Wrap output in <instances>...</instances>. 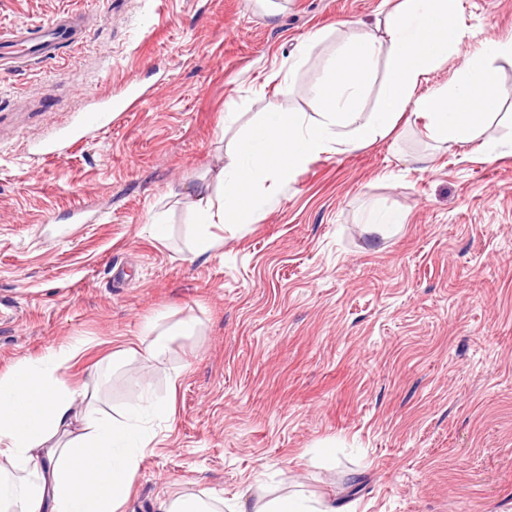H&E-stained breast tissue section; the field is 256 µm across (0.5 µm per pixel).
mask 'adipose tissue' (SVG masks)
<instances>
[{
  "label": "adipose tissue",
  "instance_id": "adipose-tissue-1",
  "mask_svg": "<svg viewBox=\"0 0 512 512\" xmlns=\"http://www.w3.org/2000/svg\"><path fill=\"white\" fill-rule=\"evenodd\" d=\"M380 31L347 36L310 88L312 113L270 110L239 139L212 180L198 185L190 230L192 251L219 248L213 229L241 228L300 169L322 155L349 152L387 136L405 114L427 119L431 137L456 145L479 138L501 96L492 61L512 58V36L485 41L462 55L460 0H382ZM463 56L453 79L419 96L415 90L448 59ZM387 76L376 78L378 59ZM379 92L372 111L363 102ZM195 320L174 333L148 323L139 348L114 351L112 361L165 356L171 335L189 336ZM80 348L64 344L0 374V512H122L154 438L152 421L169 419L168 400L145 395L117 420L80 405V393L60 377Z\"/></svg>",
  "mask_w": 512,
  "mask_h": 512
}]
</instances>
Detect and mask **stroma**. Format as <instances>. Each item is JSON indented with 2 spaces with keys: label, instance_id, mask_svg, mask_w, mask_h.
<instances>
[{
  "label": "stroma",
  "instance_id": "obj_1",
  "mask_svg": "<svg viewBox=\"0 0 512 512\" xmlns=\"http://www.w3.org/2000/svg\"><path fill=\"white\" fill-rule=\"evenodd\" d=\"M0 0V31L82 14L71 49L0 71V373L81 345L65 380L121 417L173 396L126 512L178 492L300 494L343 512H512V59L485 137L424 121L301 169L193 256L195 188L261 112L311 109L327 54L381 0ZM464 51L512 34V0H462ZM321 37L289 95L267 77ZM136 85L147 104L66 156L31 138ZM237 113L233 124L224 115ZM87 207L88 221L72 211ZM374 207L404 224L370 234ZM163 214L168 240L147 225ZM198 320L165 359L113 368L144 325Z\"/></svg>",
  "mask_w": 512,
  "mask_h": 512
}]
</instances>
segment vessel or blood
<instances>
[{"instance_id": "vessel-or-blood-1", "label": "vessel or blood", "mask_w": 512, "mask_h": 512, "mask_svg": "<svg viewBox=\"0 0 512 512\" xmlns=\"http://www.w3.org/2000/svg\"><path fill=\"white\" fill-rule=\"evenodd\" d=\"M77 36L76 18L65 13L38 27H19L0 33V68H12L32 59L50 57L74 45ZM122 110L121 103L106 98L92 100L56 134L36 144V154L49 160L59 157L68 143H79L90 134L111 128Z\"/></svg>"}]
</instances>
